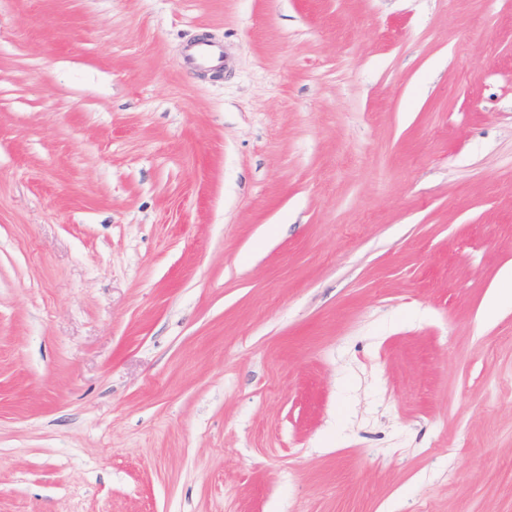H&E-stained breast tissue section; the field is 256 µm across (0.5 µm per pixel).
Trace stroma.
Here are the masks:
<instances>
[{
	"label": "stroma",
	"instance_id": "35a3bbf8",
	"mask_svg": "<svg viewBox=\"0 0 512 512\" xmlns=\"http://www.w3.org/2000/svg\"><path fill=\"white\" fill-rule=\"evenodd\" d=\"M510 268L512 0H0V512H512ZM512 305V269L502 275L499 287L495 289L488 300V313L495 312L502 304Z\"/></svg>",
	"mask_w": 512,
	"mask_h": 512
}]
</instances>
